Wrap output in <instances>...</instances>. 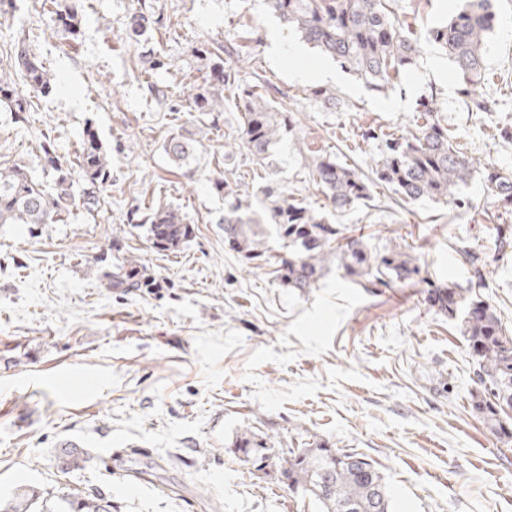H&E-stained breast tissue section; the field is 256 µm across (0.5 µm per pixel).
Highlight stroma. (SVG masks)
Here are the masks:
<instances>
[{"mask_svg":"<svg viewBox=\"0 0 512 512\" xmlns=\"http://www.w3.org/2000/svg\"><path fill=\"white\" fill-rule=\"evenodd\" d=\"M81 2L75 38L44 0H13L0 16V69L13 70L21 40L56 76L50 95L26 94L24 122L0 102V169L18 163L45 176L43 139H54L65 165L89 130L112 165L98 212L0 224V498L30 487L98 490L112 512H318L276 468L256 470L231 452L247 430L282 451L299 425L309 440L372 459L393 512H512V443L471 411L475 360L460 322L425 301L429 279L466 288L512 326V248L498 242L512 212L497 210L483 174H512V143L496 132L512 124V0H497L485 46L488 112L468 111L452 63L424 36L461 0H394L422 39L415 67L382 95L281 26L265 0H147L154 35L146 48L125 38L138 0ZM235 44L247 56H225L226 67L240 82L263 81L292 114L265 165L224 153L240 117L233 99L215 121L150 104L148 83L199 77L207 64L200 47ZM309 69L322 78L300 79ZM318 87L335 103L313 98ZM429 92L475 162L459 191L465 208L406 202L378 183L336 217L371 250L409 243L423 281L367 288L332 264L301 291L225 247L214 178L239 190L269 182L326 208L314 157L328 152L372 176L379 147L362 130H414L415 101ZM175 129L198 140L180 167L163 150ZM159 204L195 227L179 251L156 252L145 228L127 221L134 208ZM129 255L152 285L123 294L106 275ZM479 262L491 274L476 289ZM73 448L87 454L83 469L63 467Z\"/></svg>","mask_w":512,"mask_h":512,"instance_id":"1","label":"stroma"}]
</instances>
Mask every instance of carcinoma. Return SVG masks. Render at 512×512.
<instances>
[{"label":"carcinoma","instance_id":"obj_1","mask_svg":"<svg viewBox=\"0 0 512 512\" xmlns=\"http://www.w3.org/2000/svg\"><path fill=\"white\" fill-rule=\"evenodd\" d=\"M54 21L73 37H78L81 16L70 0H47ZM267 8L322 54L356 74L366 87L383 94L411 69L419 56V42L413 29L399 23L389 10L390 0H266ZM497 14L492 0H466L455 15L428 32L454 64L461 93L473 112L490 111V101L479 94L485 76L484 46L494 30ZM150 16L140 9L127 23L129 42L149 44ZM219 47L208 51L210 71L203 81L180 91L149 87L151 98L166 106L182 98L189 111L217 117L224 112V92L236 97L241 116L237 136L225 143L242 149L252 159L265 162L273 156L286 127L283 112L273 104L260 84L239 86L231 72L224 70ZM15 74L23 85L42 95L50 94L54 78L40 59L23 45H16ZM0 102L14 104L23 112L17 83L0 74ZM424 123L415 131L397 136L362 131L363 140L382 139L374 175L408 201L428 198L460 204L459 187L473 172V162L459 148L454 136L436 118L433 97L418 103ZM198 140L179 132L172 134L164 147L168 158L180 164L196 149ZM45 159L53 171L45 184L27 168L16 164L0 171V224H55L75 210L88 213L98 209L99 196L94 188L112 183L107 154L99 139L91 134L78 148L72 165L63 167L55 160L54 144L42 145ZM314 182L330 202V209L316 211L306 204L266 184L255 192L236 194L224 204V243L240 258L274 262L280 282L288 288L306 289L316 285L332 262L351 277L368 284L389 286L409 284L421 276L405 247L395 244L374 253L360 238L347 236L334 223L336 214L366 200L371 194L370 180L356 170L323 156L312 165ZM86 188L77 189L76 177ZM486 181L495 203L512 207V175L497 169L487 172ZM264 214L277 236L288 249L285 254H271L254 227ZM128 223L145 225L152 247L157 251H176L191 240L193 225L172 206L148 208L129 213ZM109 287L129 293L147 286L142 266L127 258L117 271L108 275ZM426 299L431 309L461 319V330L476 361L475 388L471 392L472 409L491 425L497 439L512 442V331L503 323L490 303L466 297L467 289L452 288L427 281ZM297 447L273 453L267 444L251 432H244L234 443V453L243 462L262 470L267 465L278 468L288 479V487L313 501L319 512H392L391 498L384 476L374 462L351 449L333 448L325 442L309 443L303 431L295 429ZM0 512H112V500L98 494L38 493L20 488L11 499L0 503Z\"/></svg>","mask_w":512,"mask_h":512}]
</instances>
